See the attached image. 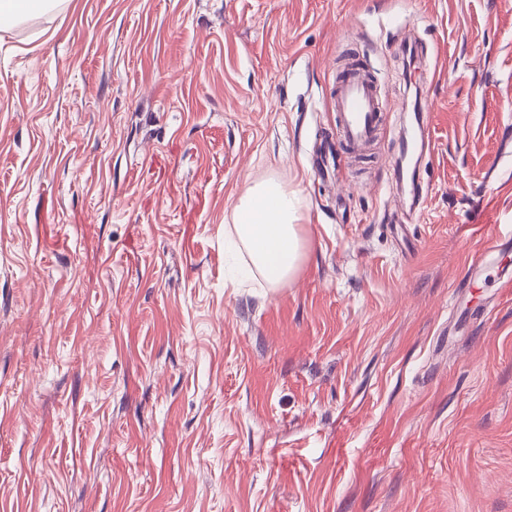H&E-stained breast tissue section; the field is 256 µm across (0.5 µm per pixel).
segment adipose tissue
<instances>
[{
  "instance_id": "adipose-tissue-1",
  "label": "adipose tissue",
  "mask_w": 512,
  "mask_h": 512,
  "mask_svg": "<svg viewBox=\"0 0 512 512\" xmlns=\"http://www.w3.org/2000/svg\"><path fill=\"white\" fill-rule=\"evenodd\" d=\"M297 192L268 178L246 187L233 207V231L253 268L272 288L292 280L303 260Z\"/></svg>"
}]
</instances>
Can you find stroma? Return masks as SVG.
<instances>
[{"label": "stroma", "mask_w": 512, "mask_h": 512, "mask_svg": "<svg viewBox=\"0 0 512 512\" xmlns=\"http://www.w3.org/2000/svg\"><path fill=\"white\" fill-rule=\"evenodd\" d=\"M352 53L399 109L322 180ZM269 177L303 212L280 288L232 230ZM0 512H512V0L0 29Z\"/></svg>", "instance_id": "obj_1"}]
</instances>
